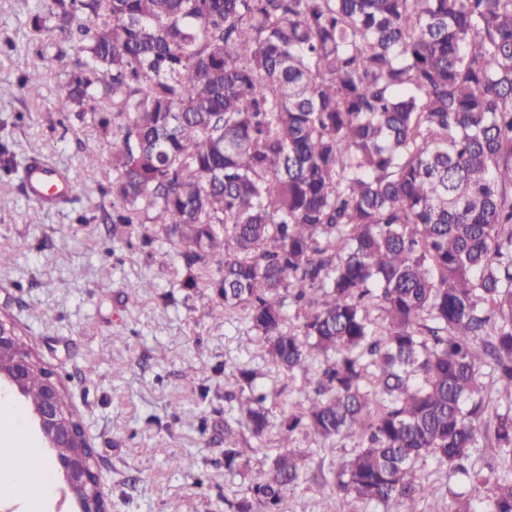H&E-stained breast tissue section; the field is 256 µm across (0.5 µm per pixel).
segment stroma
Listing matches in <instances>:
<instances>
[{
  "mask_svg": "<svg viewBox=\"0 0 512 512\" xmlns=\"http://www.w3.org/2000/svg\"><path fill=\"white\" fill-rule=\"evenodd\" d=\"M37 0H0V144L15 157L46 155L69 173L77 203L39 205L21 177L0 164V248L17 262L0 269V314L13 315L31 347L65 388L89 425L90 442L112 512H225L247 478L224 472V365L245 363L261 374L268 405L280 411L304 402L301 381L289 380L248 341L241 316L208 318L206 291L181 288L182 269L162 232L142 244L144 227L113 230L112 143L91 120L62 118L53 105L57 43L26 26ZM44 72L38 94L21 89L30 69ZM81 269L72 277V269ZM151 281L136 306L121 296ZM295 449L313 476L289 488L286 512H382L380 505L333 494L318 466L353 458L358 441L299 436ZM181 460L180 471L167 465ZM150 459L154 467L143 471ZM415 512H456L463 476L434 459L420 465Z\"/></svg>",
  "mask_w": 512,
  "mask_h": 512,
  "instance_id": "35a3bbf8",
  "label": "stroma"
}]
</instances>
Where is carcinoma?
I'll return each instance as SVG.
<instances>
[{"mask_svg":"<svg viewBox=\"0 0 512 512\" xmlns=\"http://www.w3.org/2000/svg\"><path fill=\"white\" fill-rule=\"evenodd\" d=\"M30 29L59 38L57 112L112 140L103 221L161 226L181 287L303 381L274 423L260 373L224 365V472L279 439L228 512H285L294 438L341 434L338 495L396 512L432 457L470 479L457 512H512V467L485 463L488 496L472 466L512 456V0H39ZM1 325L32 408L51 371ZM62 403L59 457L88 448Z\"/></svg>","mask_w":512,"mask_h":512,"instance_id":"carcinoma-1","label":"carcinoma"}]
</instances>
